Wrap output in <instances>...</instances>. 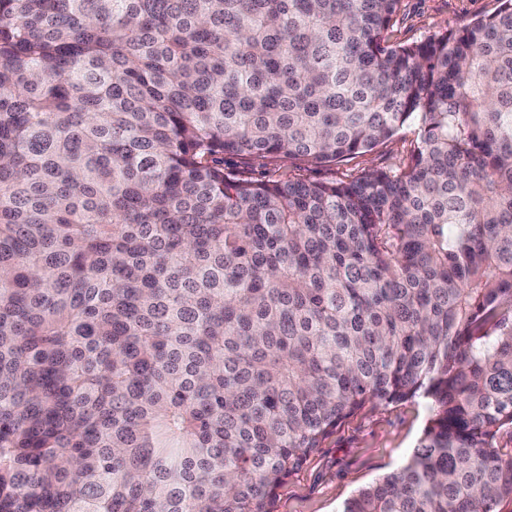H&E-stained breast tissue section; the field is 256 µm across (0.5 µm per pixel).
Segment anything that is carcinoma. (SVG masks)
Returning <instances> with one entry per match:
<instances>
[{"label":"carcinoma","mask_w":512,"mask_h":512,"mask_svg":"<svg viewBox=\"0 0 512 512\" xmlns=\"http://www.w3.org/2000/svg\"><path fill=\"white\" fill-rule=\"evenodd\" d=\"M0 0V512H274L346 418L417 396L340 512L512 498V0ZM350 181L224 173V155ZM498 7V0H401L390 28V40L419 42L435 34L461 29ZM418 128L413 123L406 124L393 140L377 145L371 152L337 163L331 167H315L301 160L275 163L269 159L244 160L232 155H224V172L252 180H266L279 175H287L304 180H344L348 181L368 169H395L406 162L409 150L418 138Z\"/></svg>","instance_id":"carcinoma-1"}]
</instances>
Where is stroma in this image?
<instances>
[{
  "mask_svg": "<svg viewBox=\"0 0 512 512\" xmlns=\"http://www.w3.org/2000/svg\"><path fill=\"white\" fill-rule=\"evenodd\" d=\"M498 0H401L390 30L394 42L412 43L455 31L493 13ZM418 138L415 124H406L393 140L371 152L316 167L301 160L275 163L228 155L226 173L252 180L281 175L304 180L348 181L369 169H394L406 162ZM429 418L424 401L368 406L347 418L277 491L276 512H340L358 489L374 483L409 457Z\"/></svg>",
  "mask_w": 512,
  "mask_h": 512,
  "instance_id": "1",
  "label": "stroma"
}]
</instances>
